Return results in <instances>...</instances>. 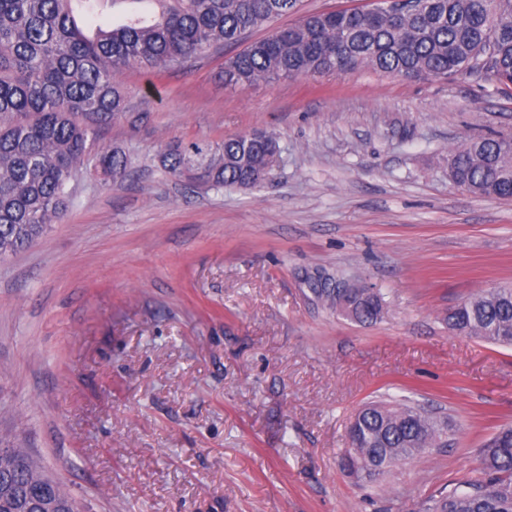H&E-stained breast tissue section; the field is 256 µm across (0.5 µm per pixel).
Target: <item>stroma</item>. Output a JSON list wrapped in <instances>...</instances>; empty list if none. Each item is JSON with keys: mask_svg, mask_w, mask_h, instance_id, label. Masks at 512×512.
I'll return each mask as SVG.
<instances>
[{"mask_svg": "<svg viewBox=\"0 0 512 512\" xmlns=\"http://www.w3.org/2000/svg\"><path fill=\"white\" fill-rule=\"evenodd\" d=\"M233 52L124 70L129 110L99 143L130 178L81 179L61 221L0 259V436L85 512H419L512 425V347L445 320L512 285V197L448 177L471 135L512 136V85L360 67L230 87ZM254 129L280 145L260 187L194 188L158 162ZM317 276L379 290L382 320L340 315ZM378 396L456 431L361 484L339 458Z\"/></svg>", "mask_w": 512, "mask_h": 512, "instance_id": "1", "label": "stroma"}]
</instances>
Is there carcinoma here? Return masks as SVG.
Returning <instances> with one entry per match:
<instances>
[{
  "instance_id": "1",
  "label": "carcinoma",
  "mask_w": 512,
  "mask_h": 512,
  "mask_svg": "<svg viewBox=\"0 0 512 512\" xmlns=\"http://www.w3.org/2000/svg\"><path fill=\"white\" fill-rule=\"evenodd\" d=\"M151 21L116 28L96 24L87 36L72 0H0V258L34 244L62 219L71 183L100 174L124 183L131 159L97 147L98 123L127 111L119 73L127 67L160 74L214 45L296 11L299 0H154ZM375 0L369 9L310 13L271 28L224 61L229 86L296 76L339 75L359 66L406 78L482 73L512 83V0ZM279 155L276 135H239L221 145H174L160 165L192 186L240 188L264 181ZM450 178L477 196H512V137L477 136L448 152ZM344 317L372 324L384 316L381 294L348 285ZM455 334L512 345V287L481 291L448 309ZM448 418L408 402L372 401L349 423L341 468L378 483L391 468L447 445ZM477 476L448 485L419 512H512V427L477 451ZM32 486L45 472L17 445L0 453V512H77L56 481L45 504L31 507L5 474Z\"/></svg>"
}]
</instances>
